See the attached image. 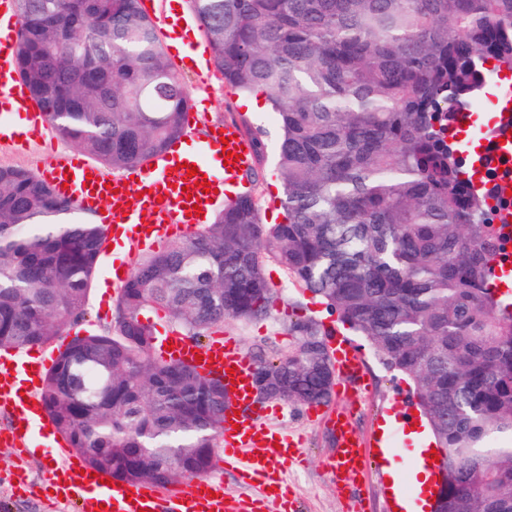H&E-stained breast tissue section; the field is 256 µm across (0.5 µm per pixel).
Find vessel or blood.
I'll return each instance as SVG.
<instances>
[{
  "mask_svg": "<svg viewBox=\"0 0 512 512\" xmlns=\"http://www.w3.org/2000/svg\"><path fill=\"white\" fill-rule=\"evenodd\" d=\"M20 30L16 0H0V143L12 149L28 148L30 141L46 139L49 116L30 96L20 76L15 45ZM502 142L488 151L485 142H466L458 155L476 173L479 188L491 190L503 211H512V176L495 180L488 167L512 169V113L495 119ZM198 119L189 115L183 141L175 142L162 156L113 173L84 159L81 152H55L48 158L47 181L55 194L73 203L95 223L108 225L114 246L132 252L158 239L191 233L206 224L216 203L248 194L247 175L253 166L255 147L251 138L233 124L213 127L200 150L187 152L184 142L194 141ZM196 165L212 186L202 192L187 175ZM505 247V264L496 268L502 281H512V224H497ZM171 359L193 365L198 373L222 380L227 396L226 424L219 437L220 462L238 468L243 478L259 481L257 497L233 496L222 479L212 475L188 477L175 486L118 480L108 485L84 474L83 460L75 459L64 443L54 451L58 463L49 477L55 495L75 502L78 512H265L268 499L281 502V512H295L296 500L283 488L271 453L296 464L301 461V439L266 424L268 403L256 402V366L231 336H214L198 344L179 332L170 333ZM328 345L336 376L348 389L364 390L368 381L359 351L343 339L332 337ZM45 359L42 352L29 353L20 363L0 355V413L10 424L0 430V445L24 457L33 442L43 437L48 425L41 404ZM324 420L337 435L329 471L338 491H345L351 476H366L376 464L379 449L388 440L362 436L343 410L319 405L310 411Z\"/></svg>",
  "mask_w": 512,
  "mask_h": 512,
  "instance_id": "1",
  "label": "vessel or blood"
}]
</instances>
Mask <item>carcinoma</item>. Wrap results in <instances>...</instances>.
Listing matches in <instances>:
<instances>
[{
    "label": "carcinoma",
    "instance_id": "carcinoma-1",
    "mask_svg": "<svg viewBox=\"0 0 512 512\" xmlns=\"http://www.w3.org/2000/svg\"><path fill=\"white\" fill-rule=\"evenodd\" d=\"M224 82L261 92L280 128V224L250 195L136 263L113 324L46 372L50 421L91 468L136 483L209 472L224 384L157 351L161 308L201 341L264 319L268 257L413 385L444 454L433 512H512V304L492 286L487 195L448 142L454 113L512 70V0H191ZM20 74L51 130L109 169L164 152L191 96L141 0H18ZM108 226L35 174L0 167V350L57 340L85 314ZM256 380L299 406L330 399L323 324L289 328ZM480 474L484 494L466 489Z\"/></svg>",
    "mask_w": 512,
    "mask_h": 512
}]
</instances>
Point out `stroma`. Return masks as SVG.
<instances>
[{"label":"stroma","mask_w":512,"mask_h":512,"mask_svg":"<svg viewBox=\"0 0 512 512\" xmlns=\"http://www.w3.org/2000/svg\"><path fill=\"white\" fill-rule=\"evenodd\" d=\"M182 76L190 90L193 107L203 117L199 135H206L209 125L233 122L248 135L260 136L264 141L265 151L255 161L252 195L262 223H280L283 219L282 186L275 170L278 127L271 110H248L246 94L226 85L220 76L210 77L188 70L183 71ZM265 275L272 288L270 318H228L224 321L225 331L238 336L245 353H252L266 340L273 343L275 350L287 352L292 344L288 326L295 320L313 318L323 322L325 328L339 329L336 316L331 315L318 298L299 288L282 267L266 261ZM118 292V286L112 281V262L102 259L89 296L88 314L68 329L67 338L107 327L114 317ZM351 341L362 355L372 389L359 401L343 405L358 431L369 437L377 436L386 418L402 422L405 406L415 402L413 388L403 376L378 363L367 341L356 335ZM270 423L277 429L301 434L304 439L305 457L299 465L291 466L283 461L278 464L283 481L297 498L301 512H349L348 496L336 490L328 469V456L336 446L334 432L321 421L307 419L304 408L289 402L271 416ZM50 463V457L39 450L18 464L10 449L0 447V505L4 506L5 512H74L72 506L54 502L49 492L46 476ZM404 469L405 462L400 459L392 462L389 468L371 471L365 477L360 492L364 512H394L387 487L391 473ZM20 474L27 481L21 492L14 487V480Z\"/></svg>","instance_id":"obj_1"}]
</instances>
